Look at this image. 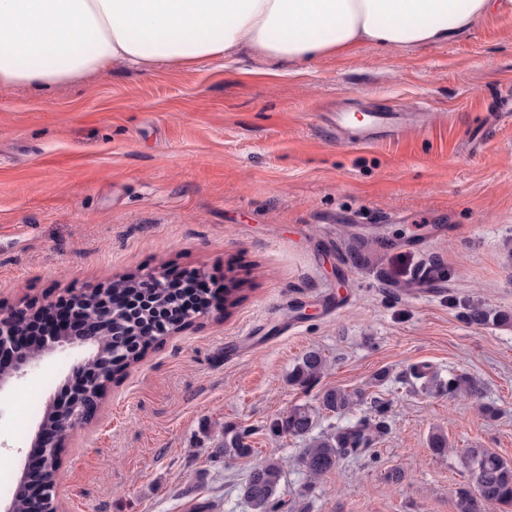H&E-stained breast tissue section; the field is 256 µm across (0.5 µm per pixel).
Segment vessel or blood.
<instances>
[{"label":"vessel or blood","instance_id":"b4317fda","mask_svg":"<svg viewBox=\"0 0 512 512\" xmlns=\"http://www.w3.org/2000/svg\"><path fill=\"white\" fill-rule=\"evenodd\" d=\"M329 123L341 136L345 145L364 148L403 137L411 128H431L434 115L424 107L401 114L369 111L355 118L347 112H335L332 113Z\"/></svg>","mask_w":512,"mask_h":512}]
</instances>
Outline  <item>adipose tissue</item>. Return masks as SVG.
Masks as SVG:
<instances>
[{"label": "adipose tissue", "mask_w": 512, "mask_h": 512, "mask_svg": "<svg viewBox=\"0 0 512 512\" xmlns=\"http://www.w3.org/2000/svg\"><path fill=\"white\" fill-rule=\"evenodd\" d=\"M504 0H0V85L117 62L190 68L242 50L292 64L362 43L442 44Z\"/></svg>", "instance_id": "ef3b65f1"}]
</instances>
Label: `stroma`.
Listing matches in <instances>:
<instances>
[{"label": "stroma", "mask_w": 512, "mask_h": 512, "mask_svg": "<svg viewBox=\"0 0 512 512\" xmlns=\"http://www.w3.org/2000/svg\"><path fill=\"white\" fill-rule=\"evenodd\" d=\"M512 85V9L444 44L284 66L259 55L150 70L124 63L44 90L0 86V301H57L129 274L221 277L236 305L150 349L70 431L63 512H251L237 487L279 460L284 512H455L469 448L512 463V324L468 325L449 296L512 316V126L464 143ZM425 103L432 130L363 150L328 114ZM361 261H354V254ZM441 264L446 288L405 290ZM320 350L308 389L288 380ZM88 352L54 350L0 392V455L21 476L40 414ZM468 374L482 402L426 392ZM384 385L374 386L379 372ZM330 387L384 403L387 431L310 480L307 439L271 419ZM252 428L256 453L216 464L204 427ZM448 439L444 456L431 432Z\"/></svg>", "instance_id": "35a3bbf8"}]
</instances>
